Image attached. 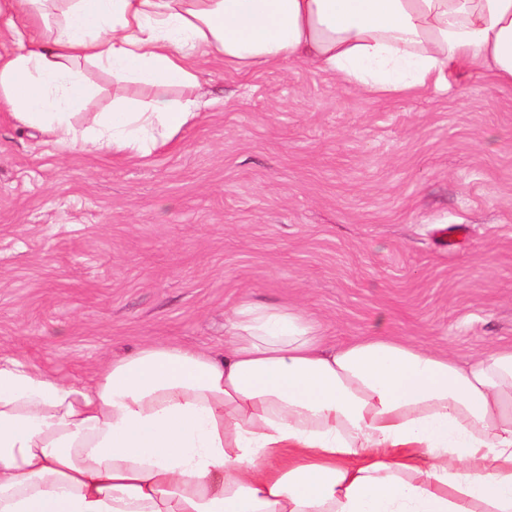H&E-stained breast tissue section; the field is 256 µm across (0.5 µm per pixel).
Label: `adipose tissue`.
I'll return each mask as SVG.
<instances>
[{
    "label": "adipose tissue",
    "mask_w": 512,
    "mask_h": 512,
    "mask_svg": "<svg viewBox=\"0 0 512 512\" xmlns=\"http://www.w3.org/2000/svg\"><path fill=\"white\" fill-rule=\"evenodd\" d=\"M0 33L1 107L130 156L198 117L206 58L311 64L376 98L476 66L512 86V0H0ZM87 65L153 95L79 123ZM227 322L222 353L151 344L86 380L0 351V512H512V346L462 366L326 346L287 306Z\"/></svg>",
    "instance_id": "adipose-tissue-1"
}]
</instances>
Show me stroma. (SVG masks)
Instances as JSON below:
<instances>
[{"label":"stroma","mask_w":512,"mask_h":512,"mask_svg":"<svg viewBox=\"0 0 512 512\" xmlns=\"http://www.w3.org/2000/svg\"><path fill=\"white\" fill-rule=\"evenodd\" d=\"M195 93L141 157L0 109V350L77 379L151 342L220 352L245 298L332 346L512 344V86L477 68L376 99L309 64L211 61Z\"/></svg>","instance_id":"1"}]
</instances>
